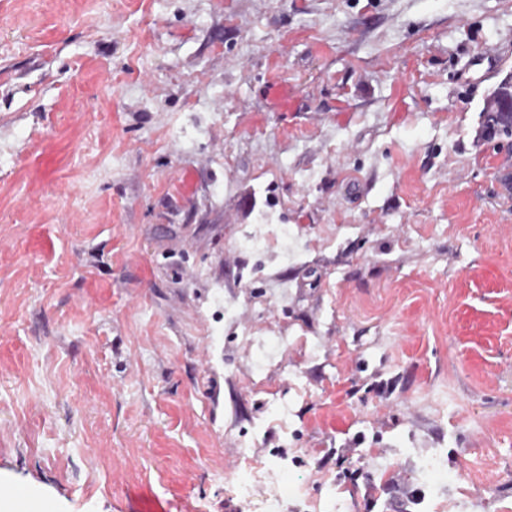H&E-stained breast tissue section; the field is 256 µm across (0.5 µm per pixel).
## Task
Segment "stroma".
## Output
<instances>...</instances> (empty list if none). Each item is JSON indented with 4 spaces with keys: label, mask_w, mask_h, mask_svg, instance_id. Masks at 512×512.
<instances>
[{
    "label": "stroma",
    "mask_w": 512,
    "mask_h": 512,
    "mask_svg": "<svg viewBox=\"0 0 512 512\" xmlns=\"http://www.w3.org/2000/svg\"><path fill=\"white\" fill-rule=\"evenodd\" d=\"M506 81L512 0H0V482L512 512ZM488 137L512 136V85L504 83L484 111Z\"/></svg>",
    "instance_id": "1"
}]
</instances>
